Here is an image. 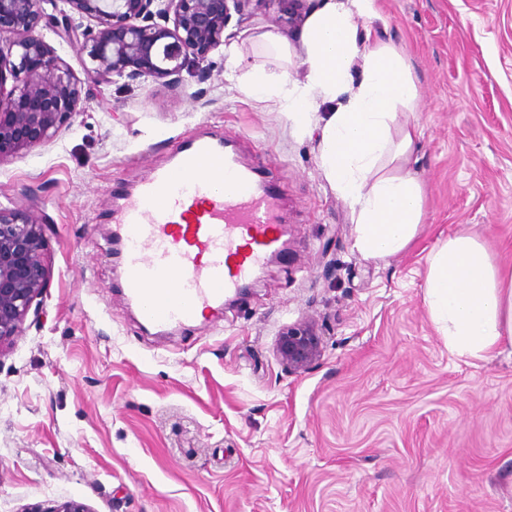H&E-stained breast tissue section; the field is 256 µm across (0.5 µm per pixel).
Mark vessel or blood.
Returning <instances> with one entry per match:
<instances>
[{"instance_id":"1","label":"vessel or blood","mask_w":512,"mask_h":512,"mask_svg":"<svg viewBox=\"0 0 512 512\" xmlns=\"http://www.w3.org/2000/svg\"><path fill=\"white\" fill-rule=\"evenodd\" d=\"M275 186L240 168L224 138L187 139L172 163L122 194L125 288L148 323H200L280 248Z\"/></svg>"}]
</instances>
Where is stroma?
I'll list each match as a JSON object with an SVG mask.
<instances>
[{
    "mask_svg": "<svg viewBox=\"0 0 512 512\" xmlns=\"http://www.w3.org/2000/svg\"><path fill=\"white\" fill-rule=\"evenodd\" d=\"M359 37L409 58L425 220L403 252L364 258L355 215L317 141L224 78L127 81L94 92L56 138L0 165V202L50 224L39 314L0 354V512L74 499L92 512H512V348L452 356L424 302L448 235H483L512 266V0H376ZM229 23L247 64L256 5ZM231 135L280 187L288 250L249 295L202 324L149 331L113 255L116 190L193 135ZM318 320L324 353L286 373L281 330Z\"/></svg>",
    "mask_w": 512,
    "mask_h": 512,
    "instance_id": "obj_1",
    "label": "stroma"
}]
</instances>
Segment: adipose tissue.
<instances>
[{"instance_id":"1","label":"adipose tissue","mask_w":512,"mask_h":512,"mask_svg":"<svg viewBox=\"0 0 512 512\" xmlns=\"http://www.w3.org/2000/svg\"><path fill=\"white\" fill-rule=\"evenodd\" d=\"M377 15L375 0H322L306 18L300 48L272 33L259 40L301 70L244 68L237 47L224 54L230 80L245 96L276 101L303 132L319 128L320 167L356 216V249L367 258L406 250L424 222L423 188L411 171L418 137L399 122L418 97L408 58L394 45L366 47L361 25ZM335 102L320 125L311 116ZM425 302L450 354L484 361L512 347V268L500 266L477 233L460 232L429 257Z\"/></svg>"}]
</instances>
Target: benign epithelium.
Here are the masks:
<instances>
[{
  "instance_id": "obj_1",
  "label": "benign epithelium",
  "mask_w": 512,
  "mask_h": 512,
  "mask_svg": "<svg viewBox=\"0 0 512 512\" xmlns=\"http://www.w3.org/2000/svg\"><path fill=\"white\" fill-rule=\"evenodd\" d=\"M67 4L70 11L46 12ZM256 1L282 26L304 0H0V62L9 61L13 85L0 93V164L52 140L79 112L82 91L139 78L180 80L225 43L231 12ZM94 22L83 26L71 14ZM78 46L84 79L50 55L44 31ZM15 60H10V57ZM46 216L35 205L0 203V352L20 335L35 300L47 288ZM275 354L297 374L322 356L315 319L285 327Z\"/></svg>"
}]
</instances>
